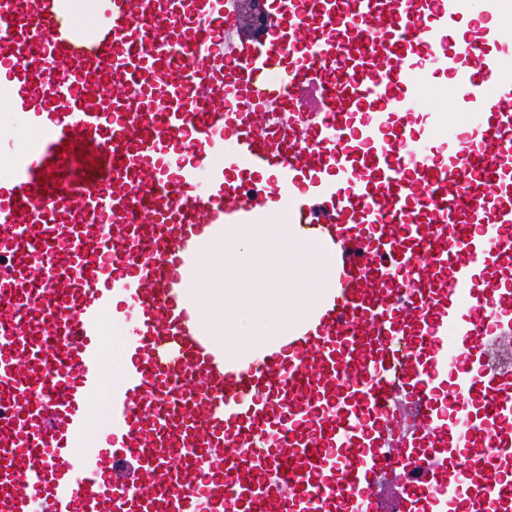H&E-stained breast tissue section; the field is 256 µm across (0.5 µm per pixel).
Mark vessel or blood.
Masks as SVG:
<instances>
[{
  "mask_svg": "<svg viewBox=\"0 0 512 512\" xmlns=\"http://www.w3.org/2000/svg\"><path fill=\"white\" fill-rule=\"evenodd\" d=\"M242 4L96 0L86 29L0 0V512H377L384 482L512 512V374L481 360L512 341V0ZM275 212L334 286L239 365L181 290L205 229ZM100 396L109 445L77 447Z\"/></svg>",
  "mask_w": 512,
  "mask_h": 512,
  "instance_id": "vessel-or-blood-1",
  "label": "vessel or blood"
}]
</instances>
